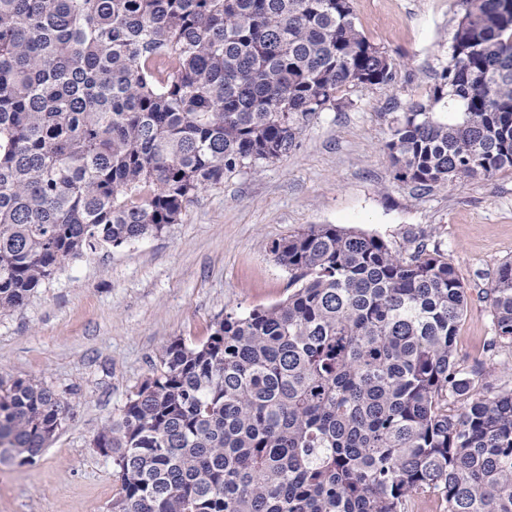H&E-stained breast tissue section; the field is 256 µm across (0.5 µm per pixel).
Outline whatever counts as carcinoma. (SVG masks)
<instances>
[{
  "label": "carcinoma",
  "instance_id": "1",
  "mask_svg": "<svg viewBox=\"0 0 512 512\" xmlns=\"http://www.w3.org/2000/svg\"><path fill=\"white\" fill-rule=\"evenodd\" d=\"M462 3L448 65L384 144L422 192L512 170V0ZM395 83L352 0H0V313ZM271 252L292 292L171 341L98 431L110 512H407L419 494L512 512V386L478 391L457 361L468 295L445 255L335 224ZM484 299L488 347L512 348L511 261ZM69 411L0 380V463H32Z\"/></svg>",
  "mask_w": 512,
  "mask_h": 512
}]
</instances>
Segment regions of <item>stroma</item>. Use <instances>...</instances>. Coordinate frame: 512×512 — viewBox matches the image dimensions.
Listing matches in <instances>:
<instances>
[{
	"instance_id": "obj_1",
	"label": "stroma",
	"mask_w": 512,
	"mask_h": 512,
	"mask_svg": "<svg viewBox=\"0 0 512 512\" xmlns=\"http://www.w3.org/2000/svg\"><path fill=\"white\" fill-rule=\"evenodd\" d=\"M361 31L392 59L393 88L352 89L304 123L288 157L244 168L199 192L179 223L90 257L65 261L19 310L0 314V380L34 379L70 413L32 465L0 463V512H108L118 484L95 451L102 424L151 376L165 344L203 342L231 311L279 302L290 274L273 241L335 224L410 253L447 255L469 304L456 357L480 367L481 390L512 386V351L491 356L479 296L512 261V171L420 192L393 180L383 145L396 113L426 100L451 56L460 0H352Z\"/></svg>"
}]
</instances>
